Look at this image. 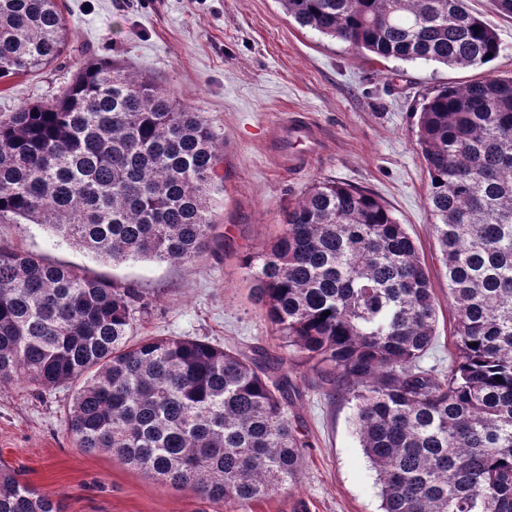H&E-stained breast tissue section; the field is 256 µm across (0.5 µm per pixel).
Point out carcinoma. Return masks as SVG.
Returning a JSON list of instances; mask_svg holds the SVG:
<instances>
[{"instance_id": "carcinoma-1", "label": "carcinoma", "mask_w": 512, "mask_h": 512, "mask_svg": "<svg viewBox=\"0 0 512 512\" xmlns=\"http://www.w3.org/2000/svg\"><path fill=\"white\" fill-rule=\"evenodd\" d=\"M304 28L380 59L480 68L495 29L466 0H279ZM56 0H0V81L60 60ZM428 208L456 309V360L419 366L436 300L413 238L333 180L288 208L258 258L255 303L283 347L354 402L382 512H512V77L440 87L417 113ZM214 130L149 78L80 68L61 96L0 115V223L45 224L120 263L188 261L215 239ZM142 293L0 246V383H71L76 447L103 450L216 508L298 479L284 359L185 336L131 341ZM0 512H65L0 460Z\"/></svg>"}]
</instances>
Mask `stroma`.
Listing matches in <instances>:
<instances>
[{"label":"stroma","instance_id":"obj_1","mask_svg":"<svg viewBox=\"0 0 512 512\" xmlns=\"http://www.w3.org/2000/svg\"><path fill=\"white\" fill-rule=\"evenodd\" d=\"M69 28L65 57L34 75L0 83V113L51 98L87 61H120L154 79L199 112L222 143L224 190L217 195L218 243L188 263L123 264L59 241L42 224H1L0 245L47 261L134 284L149 306L136 336H188L220 347L277 352L274 326L252 297L243 256L263 253L289 206L322 180L365 190L412 236L438 304L434 341L422 368L446 374L455 359V312L427 205L429 179L417 144L415 111L445 84L512 77V17L491 0L468 7L496 30L501 52L476 69L437 63L372 61L347 43L300 27L279 0H58ZM403 72L392 80V71ZM295 110L322 126L327 155L290 174L263 141ZM300 394L290 417L308 437L297 482L224 512H379L376 473L353 422V404L288 360ZM73 389L0 386V459L21 481L61 497L66 512H214L191 489L168 483L104 451L76 447L67 430Z\"/></svg>","mask_w":512,"mask_h":512}]
</instances>
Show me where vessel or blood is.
Segmentation results:
<instances>
[{
  "instance_id": "obj_1",
  "label": "vessel or blood",
  "mask_w": 512,
  "mask_h": 512,
  "mask_svg": "<svg viewBox=\"0 0 512 512\" xmlns=\"http://www.w3.org/2000/svg\"><path fill=\"white\" fill-rule=\"evenodd\" d=\"M273 142L283 165L293 172L306 168L323 148L319 127L303 114L292 113L280 119L273 129Z\"/></svg>"
}]
</instances>
